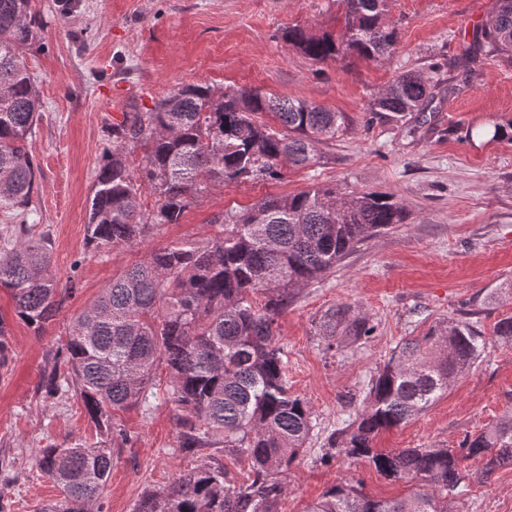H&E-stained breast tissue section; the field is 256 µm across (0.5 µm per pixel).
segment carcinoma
<instances>
[{
	"instance_id": "carcinoma-1",
	"label": "carcinoma",
	"mask_w": 512,
	"mask_h": 512,
	"mask_svg": "<svg viewBox=\"0 0 512 512\" xmlns=\"http://www.w3.org/2000/svg\"><path fill=\"white\" fill-rule=\"evenodd\" d=\"M342 32L313 33L291 27L283 39L315 62L356 55L378 60L394 53L398 32L387 18L389 0H341ZM31 0H0V210L27 208L39 167L29 139L41 117L36 83L20 51L38 42ZM512 55V0H495L485 23L463 45L456 67L473 73L480 63ZM427 80L418 72L396 76L372 98L368 111L400 121L425 110ZM276 123L266 121L267 116ZM347 131L345 116L301 99L271 97L258 89L217 95L208 85L188 84L160 99L149 112H127L112 124V151L88 204L85 251L138 245L156 226L177 224L209 188L238 180H277L283 164L317 163L316 144ZM144 156L137 167L134 149ZM155 195L144 216L141 197ZM406 206L391 194L336 190L313 184L295 194L266 197L244 211H226L205 241L153 250L112 278L96 300L69 318L57 363L44 379L47 397L74 391L106 439L37 451L40 469L62 498L41 512H90L100 499L115 459L109 441L127 433L113 412L145 406L163 392L171 403L178 447H222L247 459L241 483L224 462L204 460L166 489L145 495L135 512H277L286 475L308 447L315 424L307 402L290 392L276 317L299 288L336 269L367 238L403 224ZM28 224L0 228V288L9 291L16 316L41 336L73 297L59 287L45 239L29 237ZM266 294L257 305L253 294ZM369 318L349 306L330 309L320 325L326 349L344 339L367 340ZM493 335L512 344V317ZM486 348L473 323L448 320L396 346L377 367L355 417L327 437V452L364 458L393 481H424L396 499L365 495L352 478L330 487L305 512H455L449 496L465 491L466 462L481 460L483 483L512 466V414L456 448H375L377 436L434 405ZM161 365L169 383L160 389Z\"/></svg>"
}]
</instances>
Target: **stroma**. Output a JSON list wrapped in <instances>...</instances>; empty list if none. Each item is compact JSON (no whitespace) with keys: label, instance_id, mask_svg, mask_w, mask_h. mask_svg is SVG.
Returning a JSON list of instances; mask_svg holds the SVG:
<instances>
[{"label":"stroma","instance_id":"35a3bbf8","mask_svg":"<svg viewBox=\"0 0 512 512\" xmlns=\"http://www.w3.org/2000/svg\"><path fill=\"white\" fill-rule=\"evenodd\" d=\"M493 6V0H391L389 18L399 31L394 54L317 63L279 33L293 26L339 31L337 0H32L42 45L22 56L42 104L30 141L40 176L25 214L0 211V225L26 222L33 237L50 238L53 274L76 288L68 311L96 299L145 252L210 238L225 211L314 183L340 194L390 193L409 212L407 223L370 238L335 272L299 289L277 320L290 390L316 421L309 448L288 473L278 512H304L348 476L374 498L415 490V483L391 481L368 461L323 456L322 445L353 414L343 395L361 390L403 337L423 335L436 322L473 313L487 338L483 355L428 410L380 434L377 447H455L512 413V344L493 335L495 323L512 316V295L505 292L512 286V140L480 135L512 123V58L487 60L469 79L454 67ZM410 70L426 73L434 87L426 112L404 123L371 120L373 95ZM190 83L302 99L344 113L349 130L318 144L316 165L284 166L278 180L213 187L179 223L158 226L144 244L85 257L88 199L103 151L112 145L107 126L124 113L150 111ZM341 304L377 329L338 353L326 350L319 326ZM0 319L9 331L8 358L0 364V460L10 463L8 472L0 471V512H38L61 495L40 469L37 449L101 436L75 392L48 398L41 388L65 336V318L35 335L0 289ZM115 420L129 440L103 487V512H134L144 495L208 458L223 459L232 480L248 472L247 460L220 448L179 451L174 412L163 398L117 411ZM458 508L512 512V467L500 468L489 483L470 482Z\"/></svg>","mask_w":512,"mask_h":512}]
</instances>
